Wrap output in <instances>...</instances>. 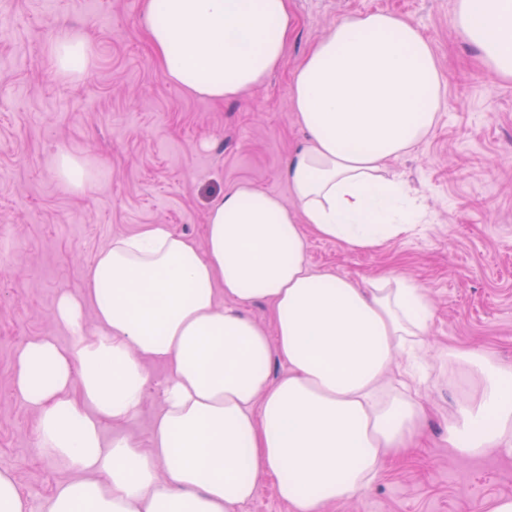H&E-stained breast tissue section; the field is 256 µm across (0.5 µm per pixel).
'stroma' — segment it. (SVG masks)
<instances>
[{"label": "stroma", "mask_w": 512, "mask_h": 512, "mask_svg": "<svg viewBox=\"0 0 512 512\" xmlns=\"http://www.w3.org/2000/svg\"><path fill=\"white\" fill-rule=\"evenodd\" d=\"M143 0H0V469H11L41 512L72 471L39 453L35 414L16 393L17 348L53 336L62 291L79 293L82 269L108 241L148 224L202 239L211 204L241 184L291 202L290 154L306 137L289 95L291 75L337 19L384 10L415 22L447 79L434 132L392 171L427 198L429 222L369 251L309 236L321 272L357 281L394 271L424 288L434 310L421 446L388 462L361 496L326 512H489L512 497V454L454 457L442 441L449 409L468 389L446 352L491 351L512 364V81L487 68L451 27L455 0H291L297 19L280 69L240 100L215 101L168 81L141 25ZM82 32L88 73L60 75L51 46ZM62 153L89 159L105 176L72 192L55 173ZM170 370L150 367L136 418L107 423L105 437L148 447Z\"/></svg>", "instance_id": "1"}]
</instances>
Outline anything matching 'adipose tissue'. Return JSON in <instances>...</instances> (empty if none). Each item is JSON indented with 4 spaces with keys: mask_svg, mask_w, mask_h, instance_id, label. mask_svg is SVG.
Listing matches in <instances>:
<instances>
[{
    "mask_svg": "<svg viewBox=\"0 0 512 512\" xmlns=\"http://www.w3.org/2000/svg\"><path fill=\"white\" fill-rule=\"evenodd\" d=\"M289 2L144 0L142 22L168 81L236 99L280 68L296 29ZM452 25L512 81V0H456ZM52 53L70 78L91 62L77 35ZM446 90L411 20L339 19L290 82L307 133L286 168L293 205L242 185L212 203L203 242L149 224L99 250L81 293L57 302L70 342L43 336L16 351L14 387L37 415L39 448L78 474L45 512H241L269 476L293 512H323L415 447L427 413L410 384L433 318L423 288L392 272L364 283L318 273L307 235L366 251L415 232L423 202L389 164L428 138ZM258 301L271 328L247 314ZM455 358L475 392L448 414L449 450L511 451L512 364ZM276 359L288 366L277 377ZM153 363L171 375L150 447L106 439V423L140 412Z\"/></svg>",
    "mask_w": 512,
    "mask_h": 512,
    "instance_id": "1",
    "label": "adipose tissue"
}]
</instances>
